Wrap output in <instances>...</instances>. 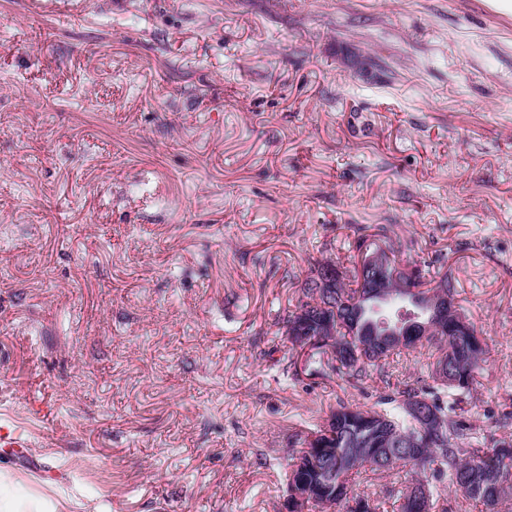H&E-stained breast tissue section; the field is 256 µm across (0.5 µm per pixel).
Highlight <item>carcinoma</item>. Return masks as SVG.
I'll use <instances>...</instances> for the list:
<instances>
[{
	"mask_svg": "<svg viewBox=\"0 0 512 512\" xmlns=\"http://www.w3.org/2000/svg\"><path fill=\"white\" fill-rule=\"evenodd\" d=\"M394 278L381 275L383 294L364 279V261L343 270L331 261L334 288H314L309 278L284 320L291 344L282 371L293 381L341 378L362 390L373 375L388 377L386 359L425 342L430 349L421 380L386 384L370 408L340 400L317 428L300 438L288 464V486L301 481L317 512H449L448 492L500 512L512 495V441L487 439L463 418L465 396L475 385L488 351L486 337L455 299L436 309L438 280L429 265L411 263ZM421 403L432 419L406 410ZM394 477L404 489L356 493L364 470Z\"/></svg>",
	"mask_w": 512,
	"mask_h": 512,
	"instance_id": "1",
	"label": "carcinoma"
}]
</instances>
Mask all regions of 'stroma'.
Here are the masks:
<instances>
[{
  "instance_id": "stroma-1",
  "label": "stroma",
  "mask_w": 512,
  "mask_h": 512,
  "mask_svg": "<svg viewBox=\"0 0 512 512\" xmlns=\"http://www.w3.org/2000/svg\"><path fill=\"white\" fill-rule=\"evenodd\" d=\"M452 277L512 411V11L500 0H0V453L11 512H284L339 377L283 319L355 229ZM66 472L54 481L30 461Z\"/></svg>"
}]
</instances>
